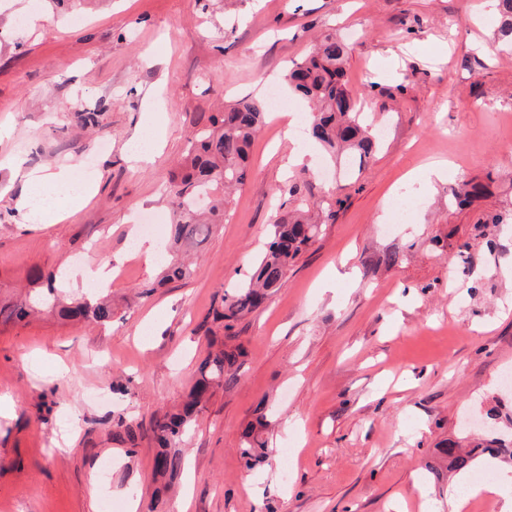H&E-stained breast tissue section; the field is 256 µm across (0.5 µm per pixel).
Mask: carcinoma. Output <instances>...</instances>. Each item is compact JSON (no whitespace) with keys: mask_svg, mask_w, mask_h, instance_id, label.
<instances>
[{"mask_svg":"<svg viewBox=\"0 0 512 512\" xmlns=\"http://www.w3.org/2000/svg\"><path fill=\"white\" fill-rule=\"evenodd\" d=\"M497 2L500 15L497 36L512 49V0ZM349 54L346 41L332 32L324 33L307 59L289 71L287 79L292 91L306 100L311 109L309 126L314 142L330 160L342 156L361 170L378 152L381 142L373 124L358 110L344 80ZM268 116L262 100L242 98L226 102L222 111L211 117L210 125L199 129L190 139L188 155L182 164L184 173L173 179L169 191L173 219L164 246L161 282L190 276V266L179 254L180 246L204 242L212 226L224 223V193L245 182L249 149ZM309 205L310 201L301 194L300 184H291L251 276L233 292L224 294L212 310L213 322L222 324L224 329V342L207 354L181 406L151 423V433L158 445L154 457L157 473L174 475L181 469V456L169 448L188 432L214 391L228 389L237 382L244 355L241 344L237 343V325L284 287L296 259L318 237L319 225L309 223L306 217ZM46 280V291L0 308L3 320L23 319L37 308L48 309L63 320L108 323L116 316L105 301L91 304L83 297L62 299L56 294L55 275H47ZM269 426L263 407L257 410L255 420L246 425L238 448L246 469L252 470L268 460ZM112 436L132 454L141 437V427L117 414L112 417ZM443 453L448 456V469L457 473L472 469L486 455L511 463L512 439L493 437L467 448L448 447Z\"/></svg>","mask_w":512,"mask_h":512,"instance_id":"1","label":"carcinoma"}]
</instances>
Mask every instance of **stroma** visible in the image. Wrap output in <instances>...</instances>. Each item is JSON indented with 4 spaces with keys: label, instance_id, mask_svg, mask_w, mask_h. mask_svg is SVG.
<instances>
[{
    "label": "stroma",
    "instance_id": "1",
    "mask_svg": "<svg viewBox=\"0 0 512 512\" xmlns=\"http://www.w3.org/2000/svg\"><path fill=\"white\" fill-rule=\"evenodd\" d=\"M498 25L483 0H0V158L21 162L0 169V305L36 290L38 271L80 293L107 263L117 313L106 325L48 311L0 320V395L13 399L0 414V512H104L109 500L138 512H451L441 448L488 436L466 419L512 412L499 379L512 372V53ZM330 30L352 47L349 90L385 123L381 149L352 178L318 152L290 170L300 143L267 124L193 274L158 285L161 265L135 255L128 230L147 213L170 222L166 188L188 139L221 102L265 98ZM86 111L97 126L80 127ZM154 113L165 139L132 163ZM64 164L89 175L92 199L31 225L25 172ZM435 165L444 176L427 179ZM295 181L318 200L321 233L239 323L238 383L179 444L181 472L156 478L150 424L222 342L211 310L249 276ZM466 182L482 191L460 206ZM400 189L405 224L388 205ZM262 405L271 447L290 457L248 470L238 447ZM119 410L143 433L132 455L112 438Z\"/></svg>",
    "mask_w": 512,
    "mask_h": 512
}]
</instances>
